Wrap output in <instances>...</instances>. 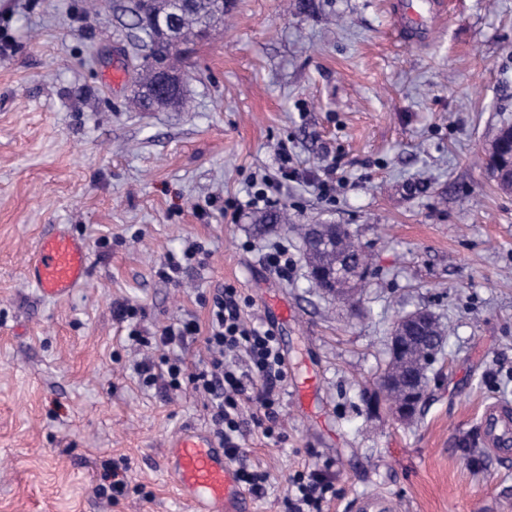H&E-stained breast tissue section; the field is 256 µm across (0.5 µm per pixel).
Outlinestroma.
Returning a JSON list of instances; mask_svg holds the SVG:
<instances>
[{
	"label": "stroma",
	"instance_id": "1",
	"mask_svg": "<svg viewBox=\"0 0 512 512\" xmlns=\"http://www.w3.org/2000/svg\"><path fill=\"white\" fill-rule=\"evenodd\" d=\"M231 2L186 59L185 108L138 112L126 0H0V512H187L165 446L209 429L206 400L145 385L135 365L155 348L114 312L136 305L149 339L204 328L226 284L251 321L267 323L274 295L293 310L275 328L283 437L243 443V463L270 473L256 512H285L307 468L334 478L323 512L381 491L401 512H512V460L479 429L488 403L512 406V193L485 164L512 125V0H445L438 15L421 0L422 42L396 34L394 0ZM256 180L290 223L347 226L368 268L356 310L313 288L298 233L246 207ZM58 224L90 252L86 283L60 301L24 275ZM279 241L284 279L263 263ZM192 243L196 261L163 280ZM421 307L450 328L427 400L408 420L368 412L395 317ZM310 373L308 413L291 390ZM112 468L126 490L98 497ZM201 251L202 248L200 245L196 243L190 244L183 251L181 259H177L175 256H170L159 271V274L168 281L178 282L179 274L184 269V266H188L192 260L195 259L197 253Z\"/></svg>",
	"mask_w": 512,
	"mask_h": 512
}]
</instances>
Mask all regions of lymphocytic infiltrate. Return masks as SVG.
<instances>
[{
	"label": "lymphocytic infiltrate",
	"instance_id": "1",
	"mask_svg": "<svg viewBox=\"0 0 512 512\" xmlns=\"http://www.w3.org/2000/svg\"><path fill=\"white\" fill-rule=\"evenodd\" d=\"M245 304L236 287L225 285L212 298L207 330L189 320L165 327L157 339L160 346L180 347L203 337L209 361L187 381L194 392L206 397L211 424L225 454L233 460L242 454L246 421H253L265 437L275 434L286 379L284 355L275 332L248 321ZM333 489L324 472H296L286 498L288 512H322Z\"/></svg>",
	"mask_w": 512,
	"mask_h": 512
}]
</instances>
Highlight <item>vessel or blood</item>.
I'll use <instances>...</instances> for the list:
<instances>
[{
    "mask_svg": "<svg viewBox=\"0 0 512 512\" xmlns=\"http://www.w3.org/2000/svg\"><path fill=\"white\" fill-rule=\"evenodd\" d=\"M88 267L85 241L59 229L40 241L27 277L44 297L63 299L84 284ZM481 429L497 452L512 453V407H487ZM164 469L191 512H252L253 504L222 446L196 428L182 429L167 442ZM350 512H399V505L391 494L378 492L354 498Z\"/></svg>",
    "mask_w": 512,
    "mask_h": 512,
    "instance_id": "b4317fda",
    "label": "vessel or blood"
}]
</instances>
